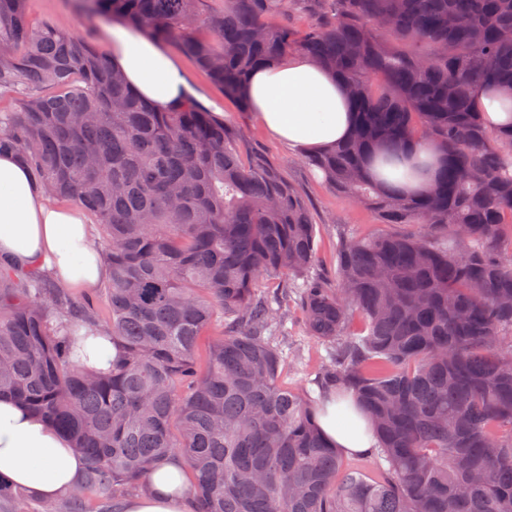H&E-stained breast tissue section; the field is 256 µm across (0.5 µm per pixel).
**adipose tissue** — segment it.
Returning <instances> with one entry per match:
<instances>
[{"instance_id": "obj_1", "label": "adipose tissue", "mask_w": 512, "mask_h": 512, "mask_svg": "<svg viewBox=\"0 0 512 512\" xmlns=\"http://www.w3.org/2000/svg\"><path fill=\"white\" fill-rule=\"evenodd\" d=\"M111 64L155 111L174 106L187 77L174 54L134 30L110 33ZM250 115L282 144L305 155L346 140L353 114L344 85L303 54L256 69L244 86ZM0 256L24 269L49 268L61 287L86 292L108 277L83 210L49 202L28 167L0 154ZM84 460L50 423L10 397L0 398V479L52 500L72 490ZM148 489L124 512H194L184 468L174 456L157 463Z\"/></svg>"}]
</instances>
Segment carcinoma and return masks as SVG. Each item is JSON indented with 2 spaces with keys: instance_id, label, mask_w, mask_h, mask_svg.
Wrapping results in <instances>:
<instances>
[{
  "instance_id": "cac0c4a2",
  "label": "carcinoma",
  "mask_w": 512,
  "mask_h": 512,
  "mask_svg": "<svg viewBox=\"0 0 512 512\" xmlns=\"http://www.w3.org/2000/svg\"><path fill=\"white\" fill-rule=\"evenodd\" d=\"M82 0L193 58L249 110L250 72L292 52L346 87L349 138L305 163L381 226L343 238L312 272L316 224L283 171L189 91L154 111L106 57L27 0H0V151L54 203L103 229L105 308L0 258V396L52 424L85 459L46 512H88L146 489L170 455L195 512H512V128L484 126L479 89L512 99V0ZM317 14L298 32L285 22ZM435 149L418 195L378 181L412 144ZM329 348L322 393L350 399L376 444L349 459L320 403L284 380L262 281ZM220 328L205 366L195 351ZM112 339V366L79 363Z\"/></svg>"
}]
</instances>
